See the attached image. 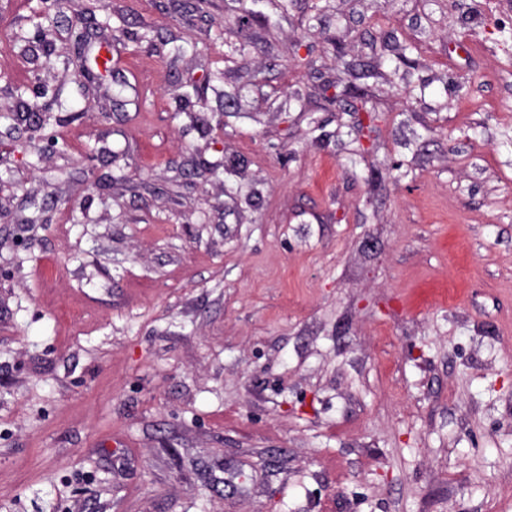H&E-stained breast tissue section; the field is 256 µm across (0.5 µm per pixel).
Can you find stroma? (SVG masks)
<instances>
[{"label":"stroma","instance_id":"obj_1","mask_svg":"<svg viewBox=\"0 0 512 512\" xmlns=\"http://www.w3.org/2000/svg\"><path fill=\"white\" fill-rule=\"evenodd\" d=\"M84 4L0 0V512H512V0Z\"/></svg>","mask_w":512,"mask_h":512}]
</instances>
